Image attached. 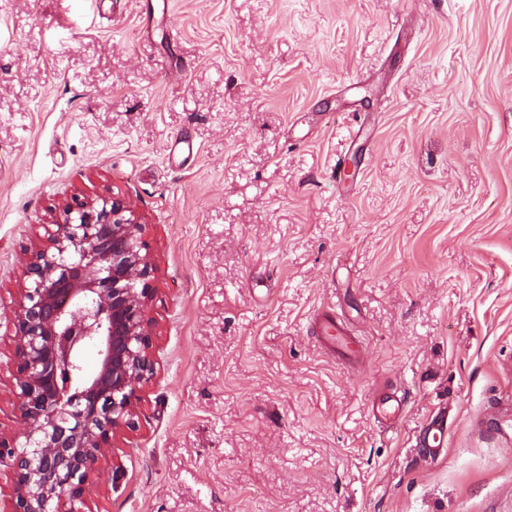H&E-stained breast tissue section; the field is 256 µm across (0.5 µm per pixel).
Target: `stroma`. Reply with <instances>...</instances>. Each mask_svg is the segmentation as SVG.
Here are the masks:
<instances>
[{
    "label": "stroma",
    "instance_id": "35a3bbf8",
    "mask_svg": "<svg viewBox=\"0 0 512 512\" xmlns=\"http://www.w3.org/2000/svg\"><path fill=\"white\" fill-rule=\"evenodd\" d=\"M112 192L155 374L88 512H512V0H0V384L25 252ZM319 329L323 342L331 352L349 361L358 358L357 342L348 334L341 321H335L329 315H324L319 322ZM371 412L376 418L381 416L392 422H397L403 416L404 402L401 397L387 393L373 400ZM447 432V418L444 414L438 413L422 425L416 441L420 448H423L426 457L435 460L444 453Z\"/></svg>",
    "mask_w": 512,
    "mask_h": 512
}]
</instances>
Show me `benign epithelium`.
<instances>
[{"label":"benign epithelium","mask_w":512,"mask_h":512,"mask_svg":"<svg viewBox=\"0 0 512 512\" xmlns=\"http://www.w3.org/2000/svg\"><path fill=\"white\" fill-rule=\"evenodd\" d=\"M145 225L119 195L63 206L24 260L9 393L26 426L0 436L14 512H85V489L113 440L137 427L154 375L153 297ZM98 349L96 370L82 353Z\"/></svg>","instance_id":"1"}]
</instances>
